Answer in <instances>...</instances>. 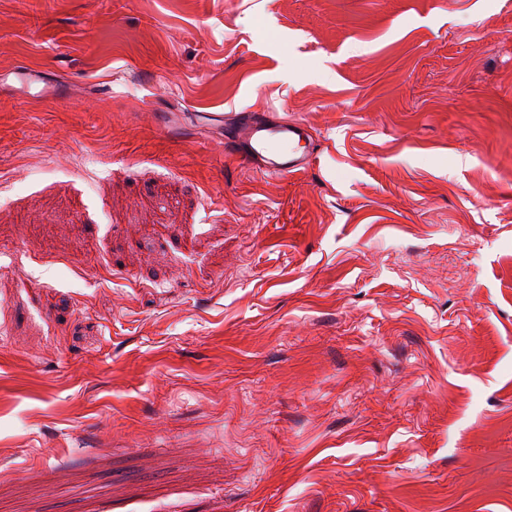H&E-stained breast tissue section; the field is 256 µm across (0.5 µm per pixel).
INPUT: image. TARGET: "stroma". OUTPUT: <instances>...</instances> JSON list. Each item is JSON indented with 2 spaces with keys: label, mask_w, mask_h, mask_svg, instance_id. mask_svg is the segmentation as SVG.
<instances>
[{
  "label": "stroma",
  "mask_w": 512,
  "mask_h": 512,
  "mask_svg": "<svg viewBox=\"0 0 512 512\" xmlns=\"http://www.w3.org/2000/svg\"><path fill=\"white\" fill-rule=\"evenodd\" d=\"M23 66L0 512H512V0H0ZM13 76L19 85L20 97L23 99L60 100L64 98L57 85L49 81L44 71L40 69L22 67L14 71ZM235 118L224 145L243 163L257 165L271 177L296 174L310 163L314 149L310 147L311 136L301 123L257 112H240Z\"/></svg>",
  "instance_id": "stroma-1"
}]
</instances>
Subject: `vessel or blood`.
Returning <instances> with one entry per match:
<instances>
[{
    "label": "vessel or blood",
    "instance_id": "obj_1",
    "mask_svg": "<svg viewBox=\"0 0 512 512\" xmlns=\"http://www.w3.org/2000/svg\"><path fill=\"white\" fill-rule=\"evenodd\" d=\"M21 98L58 100L62 94L44 71L22 67L13 73ZM224 145L248 165H257L266 175L284 177L298 173L310 163L314 150L307 129L293 120H277L257 112L237 114Z\"/></svg>",
    "mask_w": 512,
    "mask_h": 512
}]
</instances>
